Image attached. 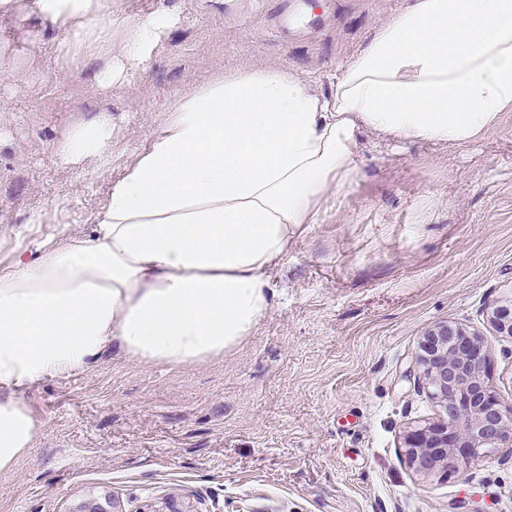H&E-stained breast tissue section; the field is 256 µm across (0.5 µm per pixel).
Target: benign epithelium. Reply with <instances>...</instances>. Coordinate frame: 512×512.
Here are the masks:
<instances>
[{
  "label": "benign epithelium",
  "mask_w": 512,
  "mask_h": 512,
  "mask_svg": "<svg viewBox=\"0 0 512 512\" xmlns=\"http://www.w3.org/2000/svg\"><path fill=\"white\" fill-rule=\"evenodd\" d=\"M492 319L512 336V308L500 306ZM417 385L428 389L442 410L440 420L405 431L410 462L425 474L467 468L482 455L512 447V404L489 385V359L482 339L460 326L428 329L419 344ZM76 512H112V499H91Z\"/></svg>",
  "instance_id": "1"
}]
</instances>
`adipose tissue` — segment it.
<instances>
[{
    "instance_id": "1",
    "label": "adipose tissue",
    "mask_w": 512,
    "mask_h": 512,
    "mask_svg": "<svg viewBox=\"0 0 512 512\" xmlns=\"http://www.w3.org/2000/svg\"><path fill=\"white\" fill-rule=\"evenodd\" d=\"M60 52L102 38L112 0H33ZM512 112V0H407L329 95L284 67H244L178 98L164 134L112 185L90 234L0 265V471L39 422L21 393L91 367L110 345L192 365L242 345L272 306L268 270L357 171L370 130L465 146ZM110 119L76 125L65 160L102 154Z\"/></svg>"
}]
</instances>
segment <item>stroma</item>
I'll return each instance as SVG.
<instances>
[{
    "instance_id": "obj_1",
    "label": "stroma",
    "mask_w": 512,
    "mask_h": 512,
    "mask_svg": "<svg viewBox=\"0 0 512 512\" xmlns=\"http://www.w3.org/2000/svg\"><path fill=\"white\" fill-rule=\"evenodd\" d=\"M280 37L278 0H113L112 53L73 61L59 32L15 0L0 20V261L91 219L165 128L178 96L240 66L290 67L329 92L405 0H303ZM167 26L129 65L126 28ZM111 69L112 83L95 78ZM108 111L100 159L60 161L78 122ZM358 173L269 273L272 306L236 351L144 364L109 347L85 372L22 399L35 445L0 473V512H512V452L448 477L402 446L440 408L404 377L439 323L479 334L490 385L512 403V337L490 317L512 303V112L467 146L360 138Z\"/></svg>"
}]
</instances>
